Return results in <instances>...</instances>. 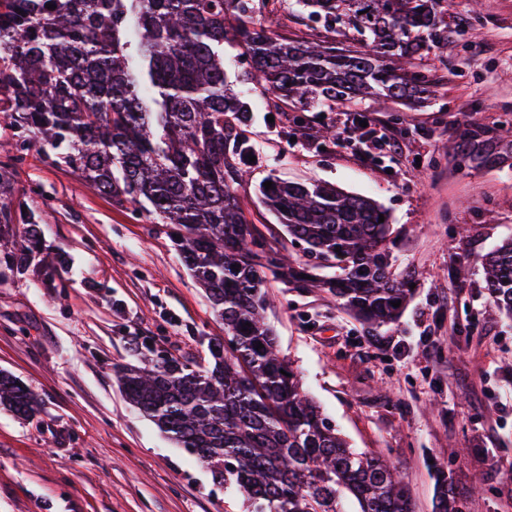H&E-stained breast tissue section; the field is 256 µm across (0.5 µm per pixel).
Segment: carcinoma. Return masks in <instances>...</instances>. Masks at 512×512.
Wrapping results in <instances>:
<instances>
[{
  "instance_id": "carcinoma-1",
  "label": "carcinoma",
  "mask_w": 512,
  "mask_h": 512,
  "mask_svg": "<svg viewBox=\"0 0 512 512\" xmlns=\"http://www.w3.org/2000/svg\"><path fill=\"white\" fill-rule=\"evenodd\" d=\"M296 2L311 18L351 29L365 50L290 41L256 26L249 0H0V117L115 203L168 225L224 323L231 346L211 341L207 369L141 345L138 363L117 378L133 407L242 493L252 512H342L345 496L360 512H411L399 474L383 457L351 448L303 393L265 318L270 275L328 289L371 326L396 322L413 288L391 271L388 212L370 197L271 173L272 188L258 186L261 201L314 264L266 245L237 195L255 155L252 112L227 81L224 41L244 50L271 112L290 101L323 112L370 96L414 100L437 92L419 66L448 42V0ZM130 34L138 38L135 66ZM452 150L494 167L512 156V127L497 138L472 129ZM22 206L0 203V252L18 272L37 242ZM18 218L25 233L5 238ZM314 267L338 272L318 278ZM482 268L498 310L512 316V239ZM37 406L31 389L0 371V407L28 420ZM435 512H462L443 474Z\"/></svg>"
}]
</instances>
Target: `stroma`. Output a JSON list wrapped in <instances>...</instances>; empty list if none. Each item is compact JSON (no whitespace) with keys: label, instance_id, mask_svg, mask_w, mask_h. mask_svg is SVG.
Masks as SVG:
<instances>
[{"label":"stroma","instance_id":"1","mask_svg":"<svg viewBox=\"0 0 512 512\" xmlns=\"http://www.w3.org/2000/svg\"><path fill=\"white\" fill-rule=\"evenodd\" d=\"M282 36L357 49V41L295 11ZM447 43L423 66L438 83L419 106L368 98L399 153L366 157L349 140L323 143L335 111L268 115L239 47L224 71L253 115L260 157L237 187L249 219L273 246L303 250L259 202L268 174L319 181L373 198L390 214L396 274L415 294L399 319L373 330L323 288L273 281L266 318L303 389L358 451L400 472L413 512H434L436 473L463 512H512V319L485 286L480 260L512 238V166L462 163L449 147L477 125L512 118V0H454ZM4 191L24 201L42 246L20 273L0 265V370L38 396L33 421L0 410V512H246L243 496L168 440L120 394L116 370L146 340L206 366L224 325L168 236L56 163L39 144L18 145L0 122ZM56 265L54 279L41 266Z\"/></svg>","mask_w":512,"mask_h":512}]
</instances>
